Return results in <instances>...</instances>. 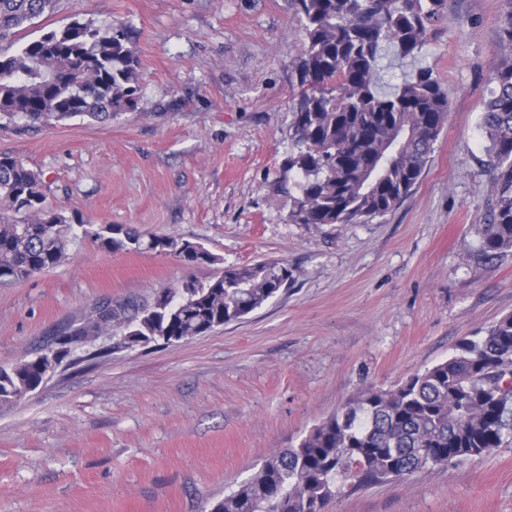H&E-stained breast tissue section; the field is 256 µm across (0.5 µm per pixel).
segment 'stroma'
Returning <instances> with one entry per match:
<instances>
[{
    "instance_id": "stroma-1",
    "label": "stroma",
    "mask_w": 512,
    "mask_h": 512,
    "mask_svg": "<svg viewBox=\"0 0 512 512\" xmlns=\"http://www.w3.org/2000/svg\"><path fill=\"white\" fill-rule=\"evenodd\" d=\"M507 8L448 0L415 60L447 91L448 120L412 194L365 224L290 223L275 189L294 143L290 0H57L1 42L11 55L75 19L130 26L134 110L1 125L0 153L39 173L66 215L198 242L228 266L280 260L294 283L179 343L73 347L70 366L0 407V512H210L364 388L403 384L512 313V249H479L496 172L477 124ZM69 254L0 288V365L41 354L101 300L146 304L214 272L87 240ZM329 512H512V437Z\"/></svg>"
}]
</instances>
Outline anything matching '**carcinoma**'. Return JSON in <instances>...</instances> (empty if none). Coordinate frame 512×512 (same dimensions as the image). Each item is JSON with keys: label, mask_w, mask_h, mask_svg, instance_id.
<instances>
[{"label": "carcinoma", "mask_w": 512, "mask_h": 512, "mask_svg": "<svg viewBox=\"0 0 512 512\" xmlns=\"http://www.w3.org/2000/svg\"><path fill=\"white\" fill-rule=\"evenodd\" d=\"M56 0H0V42L54 10ZM447 0H292L303 37L296 63V150L277 191L292 224H360L399 206L421 177L448 118V95L419 68L390 92L379 87L382 51L413 61ZM126 25L75 20L0 54V123L108 121L137 103L139 59ZM502 58L493 69L478 127L497 171L495 205L482 225L487 256L512 248V9L501 22ZM0 287L23 282L68 258L87 239L111 252L154 251L190 264L223 259L176 236L148 239L120 225L75 221L46 204L42 181L0 153ZM288 264L265 260L221 268L154 304L98 303L77 327L57 331L56 365L75 337L121 329L125 348L183 341L236 321L288 288ZM47 357L0 367V406L49 379ZM512 435V314L460 342L445 361L394 389L368 387L315 425L295 446L271 454L211 512H327L336 498L435 466L483 457Z\"/></svg>", "instance_id": "1"}]
</instances>
